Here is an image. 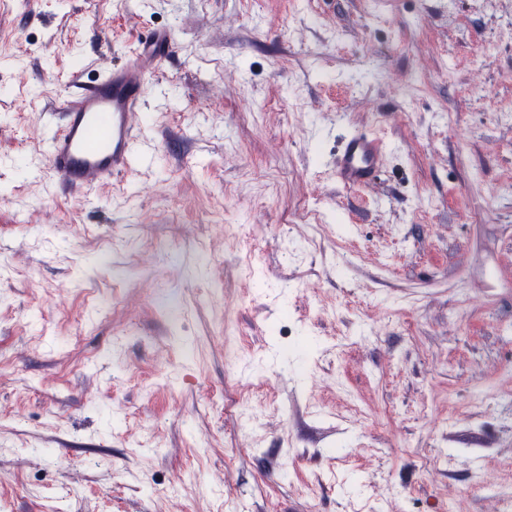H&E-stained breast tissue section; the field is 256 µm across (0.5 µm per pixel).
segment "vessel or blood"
Segmentation results:
<instances>
[{"label":"vessel or blood","mask_w":512,"mask_h":512,"mask_svg":"<svg viewBox=\"0 0 512 512\" xmlns=\"http://www.w3.org/2000/svg\"><path fill=\"white\" fill-rule=\"evenodd\" d=\"M172 38L163 30L140 40L132 58L78 86L60 106L62 121L46 146L53 173L70 192H84L145 165L150 152L137 144L134 122L147 79L170 57ZM387 143L370 131L350 135L336 158V180L348 189L375 183Z\"/></svg>","instance_id":"obj_1"}]
</instances>
